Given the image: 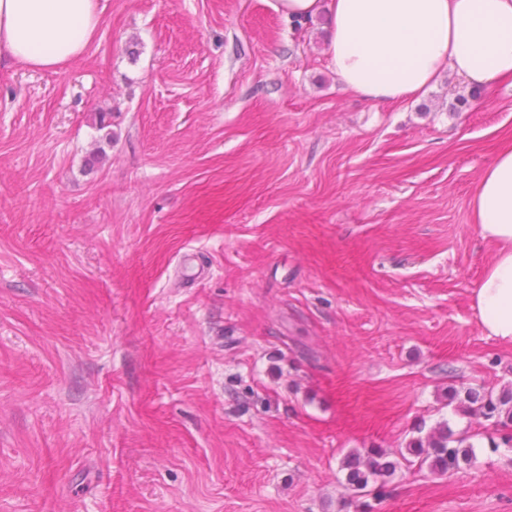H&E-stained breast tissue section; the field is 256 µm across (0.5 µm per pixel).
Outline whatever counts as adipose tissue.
Returning a JSON list of instances; mask_svg holds the SVG:
<instances>
[{
	"instance_id": "1",
	"label": "adipose tissue",
	"mask_w": 512,
	"mask_h": 512,
	"mask_svg": "<svg viewBox=\"0 0 512 512\" xmlns=\"http://www.w3.org/2000/svg\"><path fill=\"white\" fill-rule=\"evenodd\" d=\"M275 9L288 18L326 14L329 69L371 101L417 100L446 73L480 90L512 78V0H276ZM99 24L98 0H0V60L65 67ZM470 208L497 246L472 306L483 332L512 346V141L480 174Z\"/></svg>"
}]
</instances>
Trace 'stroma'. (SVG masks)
<instances>
[{
	"label": "stroma",
	"instance_id": "stroma-1",
	"mask_svg": "<svg viewBox=\"0 0 512 512\" xmlns=\"http://www.w3.org/2000/svg\"><path fill=\"white\" fill-rule=\"evenodd\" d=\"M274 2L99 0L79 60L0 63V512H512L448 399L512 385L470 209L512 80L363 100ZM441 422L473 466L344 506ZM389 455L386 451L372 449L363 460L360 456L346 458L343 466L349 470L347 479L355 495L366 496L376 491L374 497H380L385 479L395 474L399 464V461L389 460Z\"/></svg>",
	"mask_w": 512,
	"mask_h": 512
}]
</instances>
